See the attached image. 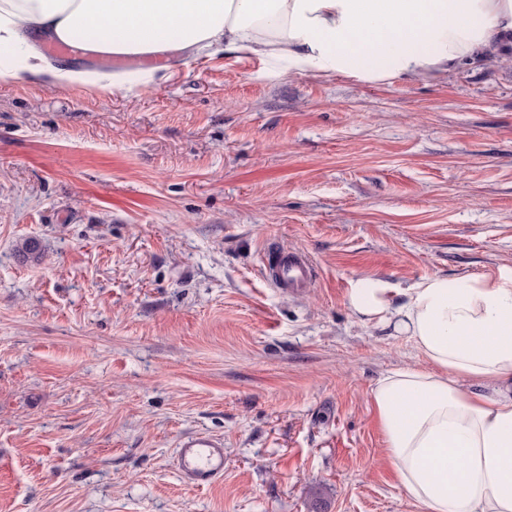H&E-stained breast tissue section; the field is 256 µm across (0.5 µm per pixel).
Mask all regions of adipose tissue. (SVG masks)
I'll use <instances>...</instances> for the list:
<instances>
[{"instance_id": "ef3b65f1", "label": "adipose tissue", "mask_w": 512, "mask_h": 512, "mask_svg": "<svg viewBox=\"0 0 512 512\" xmlns=\"http://www.w3.org/2000/svg\"><path fill=\"white\" fill-rule=\"evenodd\" d=\"M45 40L105 63L216 49L297 75L414 81L500 55L512 0H0V44L14 51L0 81L90 79L45 66ZM348 303L434 366L389 371L371 391L402 488L421 512H512V270L407 288L363 277Z\"/></svg>"}]
</instances>
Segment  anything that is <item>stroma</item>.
I'll list each match as a JSON object with an SVG mask.
<instances>
[{"label":"stroma","instance_id":"obj_1","mask_svg":"<svg viewBox=\"0 0 512 512\" xmlns=\"http://www.w3.org/2000/svg\"><path fill=\"white\" fill-rule=\"evenodd\" d=\"M275 247L314 285L269 282ZM505 269L512 53L414 82L224 52L122 92L0 81V512H420L371 391L431 364L349 289ZM192 435L221 482L178 471ZM176 461L182 475L196 485H212L224 477V445L216 439L202 435L183 439Z\"/></svg>","mask_w":512,"mask_h":512}]
</instances>
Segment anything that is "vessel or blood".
Listing matches in <instances>:
<instances>
[{
  "label": "vessel or blood",
  "instance_id": "b4317fda",
  "mask_svg": "<svg viewBox=\"0 0 512 512\" xmlns=\"http://www.w3.org/2000/svg\"><path fill=\"white\" fill-rule=\"evenodd\" d=\"M266 273L275 286L297 290L310 286L318 271L307 253L291 252L269 261ZM176 461L182 475L196 485H212L224 477V445L216 439L202 435L183 439Z\"/></svg>",
  "mask_w": 512,
  "mask_h": 512
}]
</instances>
